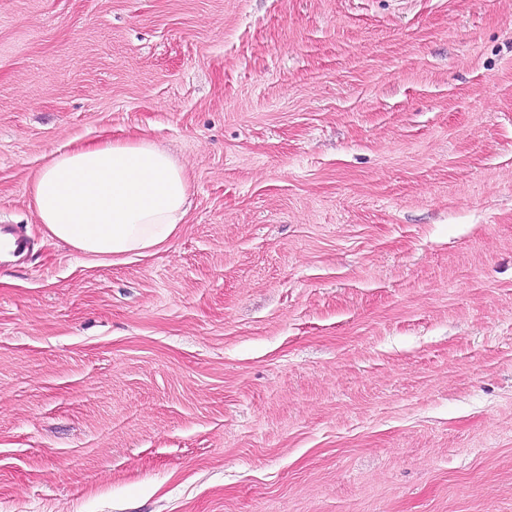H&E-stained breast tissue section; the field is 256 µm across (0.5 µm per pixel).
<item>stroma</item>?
I'll return each mask as SVG.
<instances>
[{
	"instance_id": "35a3bbf8",
	"label": "stroma",
	"mask_w": 512,
	"mask_h": 512,
	"mask_svg": "<svg viewBox=\"0 0 512 512\" xmlns=\"http://www.w3.org/2000/svg\"><path fill=\"white\" fill-rule=\"evenodd\" d=\"M188 211L51 237L52 153ZM0 512H512V0H0ZM184 168L145 140L54 155L31 187L49 234L86 255L119 258L168 242L186 213ZM0 230H3L5 233L4 236L0 238V249L9 250L18 257L28 251L29 242L27 238L17 233L11 225L1 224Z\"/></svg>"
}]
</instances>
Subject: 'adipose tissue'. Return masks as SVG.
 Masks as SVG:
<instances>
[{"mask_svg": "<svg viewBox=\"0 0 512 512\" xmlns=\"http://www.w3.org/2000/svg\"><path fill=\"white\" fill-rule=\"evenodd\" d=\"M184 168L150 142L106 141L54 155L31 187L49 234L115 258L168 242L186 212Z\"/></svg>", "mask_w": 512, "mask_h": 512, "instance_id": "obj_1", "label": "adipose tissue"}]
</instances>
